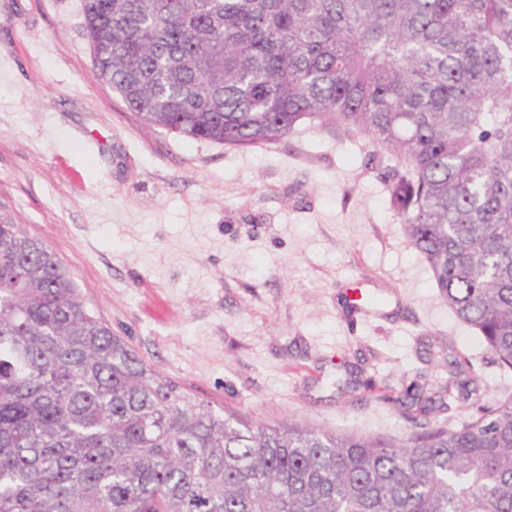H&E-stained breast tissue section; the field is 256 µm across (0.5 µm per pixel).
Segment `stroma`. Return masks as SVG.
<instances>
[{
	"instance_id": "stroma-1",
	"label": "stroma",
	"mask_w": 512,
	"mask_h": 512,
	"mask_svg": "<svg viewBox=\"0 0 512 512\" xmlns=\"http://www.w3.org/2000/svg\"><path fill=\"white\" fill-rule=\"evenodd\" d=\"M361 134L304 125L241 150L147 126L95 71L83 0H0V219L43 241L90 312L182 391L268 425L404 428L384 394L512 396L439 295ZM379 394L346 389L351 375Z\"/></svg>"
}]
</instances>
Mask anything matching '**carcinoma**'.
<instances>
[{
	"mask_svg": "<svg viewBox=\"0 0 512 512\" xmlns=\"http://www.w3.org/2000/svg\"><path fill=\"white\" fill-rule=\"evenodd\" d=\"M92 61L144 122L230 148L333 119L387 186L440 296L512 371V0H84ZM444 367L398 437L272 427L184 392L0 223V512H512V398ZM451 409L445 412H435L429 416L431 423L448 425L450 428L459 429L468 420L472 411L467 404L453 401Z\"/></svg>",
	"mask_w": 512,
	"mask_h": 512,
	"instance_id": "1",
	"label": "carcinoma"
}]
</instances>
